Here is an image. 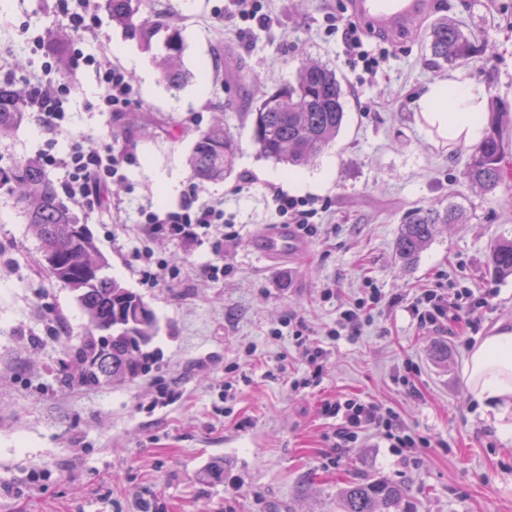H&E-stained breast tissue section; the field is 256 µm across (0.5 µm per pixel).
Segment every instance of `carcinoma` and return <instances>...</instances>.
<instances>
[{"instance_id": "carcinoma-1", "label": "carcinoma", "mask_w": 512, "mask_h": 512, "mask_svg": "<svg viewBox=\"0 0 512 512\" xmlns=\"http://www.w3.org/2000/svg\"><path fill=\"white\" fill-rule=\"evenodd\" d=\"M112 25L150 52L161 42L158 68L170 91L188 81L183 68L186 51L183 29L168 17L150 12L148 0H103ZM68 34L58 30L44 42L46 52L57 58L60 70L69 68L63 48ZM432 64L454 66L485 52V46L463 25L442 19L428 35ZM29 102L15 85L0 83V139L12 135L25 121ZM251 140L260 155L292 167L317 158L336 138L344 118L343 90L336 72L317 62H307L294 84L259 92L254 111L245 113ZM512 102L491 99L485 134L471 149L460 181L471 189L495 191L505 180L502 156L512 150ZM239 142L218 120L200 132L188 159L191 177L200 183L218 182L232 171ZM0 193L20 207L28 230L38 241L41 267L62 287L76 295L87 321L82 344L73 349L76 372L64 377L67 384L97 387L102 382L133 380L150 368L154 353L148 350L157 333L156 317L143 297L119 281L98 274L93 281L76 283L91 253L101 254L93 237L76 234L81 223L68 200L35 159L0 164ZM458 205L442 209L417 208L405 218L395 251L405 264L414 262L432 242L441 224H463ZM490 264L500 276L512 275V240H497ZM339 512H410L402 487L382 478L349 482L336 496Z\"/></svg>"}]
</instances>
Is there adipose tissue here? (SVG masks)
<instances>
[{"label":"adipose tissue","instance_id":"adipose-tissue-1","mask_svg":"<svg viewBox=\"0 0 512 512\" xmlns=\"http://www.w3.org/2000/svg\"><path fill=\"white\" fill-rule=\"evenodd\" d=\"M414 104L423 120L446 140H481L485 127L481 84L437 81L419 92ZM464 379L473 402L512 431V329L493 331L470 349Z\"/></svg>","mask_w":512,"mask_h":512}]
</instances>
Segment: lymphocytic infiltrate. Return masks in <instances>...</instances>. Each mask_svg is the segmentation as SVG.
I'll return each mask as SVG.
<instances>
[{"label": "lymphocytic infiltrate", "mask_w": 512, "mask_h": 512, "mask_svg": "<svg viewBox=\"0 0 512 512\" xmlns=\"http://www.w3.org/2000/svg\"><path fill=\"white\" fill-rule=\"evenodd\" d=\"M78 62L99 71L102 92L98 109L102 112H122L131 103L132 77L116 67L100 68L94 55L75 51ZM23 90L31 91L30 107L37 112L38 121L48 131L55 132L67 121V103L74 91L69 81L59 78L53 81L23 83ZM41 160L47 166H64L67 178L62 184L63 193L85 209L94 211L101 207L103 197L113 183L124 181V156L115 154L111 145L96 144L81 138L71 142L64 156L45 151ZM272 203L281 223L293 225L306 237L319 235L313 219L317 214L312 202L280 191L273 192ZM142 223L148 224L150 233L165 232L174 240L212 235L219 232L224 222V210L217 204L198 202L189 196L179 208H160L154 205L142 207ZM487 304V292L481 288H426L410 304V311L420 325H433L446 320L453 323L470 320ZM337 426L327 440L332 448H349L359 437L371 429L392 431V445L396 448H413L417 442L408 435H398V415L382 410L373 402L358 397L328 400L322 406Z\"/></svg>", "instance_id": "1"}]
</instances>
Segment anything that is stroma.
Masks as SVG:
<instances>
[{"label":"stroma","mask_w":512,"mask_h":512,"mask_svg":"<svg viewBox=\"0 0 512 512\" xmlns=\"http://www.w3.org/2000/svg\"><path fill=\"white\" fill-rule=\"evenodd\" d=\"M150 7L184 29L192 75L184 89L167 91L152 54L100 13L98 39L67 42L64 52L102 53L124 68L137 57L143 68L132 73L131 105L119 116L99 111L94 69L72 67L65 133L41 131L28 113L0 140V161L36 157L48 146L61 156L79 137L127 154L126 180L112 189L119 208L82 217L109 262L106 275L155 312L158 358L131 382L62 384L87 321L74 294L40 268L37 241L14 200L0 194V512H137L143 500L154 512H336L343 483L365 478L403 486L412 512H512V436L502 437L466 398L463 380L473 345L512 326V276H496L489 264L492 244L512 240V189L485 194L462 185L470 144L439 137L413 104L424 86L448 78L512 100V0H429L399 31H365L367 49L385 54L372 73L350 64L341 34L323 20L332 11L354 21L347 0H268L269 23L242 33L217 17L224 0H150ZM441 18L465 24L485 55L466 66L430 65L425 35ZM65 25L59 0L0 5V82L41 77L42 59L27 37ZM309 61L335 70L346 121L314 164L290 169L259 157L242 114L257 90L295 82ZM218 114L241 150L223 181L192 184L194 138ZM328 163L329 179L317 181ZM163 177L178 184L177 196L162 197ZM192 186L232 221L234 238L222 248L152 235L140 222L147 200L174 208ZM274 187L328 204L316 217L323 235L301 258L272 261L251 245L277 220ZM451 202L467 223L441 227L414 265L399 263L394 244L405 214ZM146 249L172 271L168 282L144 284L137 254ZM209 262L231 270L202 279L198 269ZM441 281L489 289L477 321L417 325L410 303ZM370 282L383 299L367 324L329 342L318 382L293 389L306 368L291 337L271 329L294 313L322 338ZM327 287L335 291L328 300ZM249 344L255 362L234 370ZM351 396L393 410L430 447L407 461L373 430L335 455L326 440L335 421L322 404Z\"/></svg>","instance_id":"35a3bbf8"}]
</instances>
